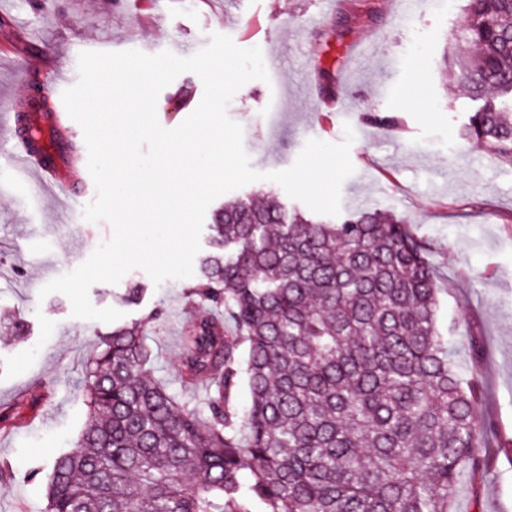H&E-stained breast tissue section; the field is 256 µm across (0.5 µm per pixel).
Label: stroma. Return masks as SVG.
Segmentation results:
<instances>
[{"mask_svg": "<svg viewBox=\"0 0 512 512\" xmlns=\"http://www.w3.org/2000/svg\"><path fill=\"white\" fill-rule=\"evenodd\" d=\"M431 2L419 0L410 31L400 0H44L39 8L0 0V15L13 22L0 28V106L15 111L31 74L49 86L57 67L77 70L83 51L155 54L177 42L198 50L220 33L276 55L268 81L247 82L227 108L252 167L286 169L308 139L338 144L352 127L354 172L341 187V210L403 217L427 242L441 315L457 322L461 372L481 380L476 412L500 435L484 450L492 469L462 473L453 512H512V457L499 446L512 439V163L463 137L473 103L447 76L443 55L458 42L464 2L447 13ZM202 97L196 74L179 75L158 97L159 123L177 127ZM95 197L88 190L72 208L51 194L33 197L24 173L0 155V315L28 326L21 339L0 329V413L13 422L0 432V463L11 473L0 512H46L50 462L75 448L88 419L84 366L112 326L75 318L68 297L40 291L111 239L110 223L83 217ZM136 283L143 299L126 304ZM192 283L157 284L134 269L118 283L93 284L89 299L126 323L164 308L148 342L159 375L174 383L179 332L197 308Z\"/></svg>", "mask_w": 512, "mask_h": 512, "instance_id": "stroma-1", "label": "stroma"}]
</instances>
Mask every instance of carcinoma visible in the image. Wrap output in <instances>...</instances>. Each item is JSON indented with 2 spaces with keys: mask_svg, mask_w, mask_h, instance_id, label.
Wrapping results in <instances>:
<instances>
[{
  "mask_svg": "<svg viewBox=\"0 0 512 512\" xmlns=\"http://www.w3.org/2000/svg\"><path fill=\"white\" fill-rule=\"evenodd\" d=\"M459 41L476 48L450 59L478 102L464 136L512 163V0H465ZM212 230L189 294L215 313L181 330V388L154 375L146 324L163 309L105 334L46 512H452L496 433L476 417L478 378L458 374L426 244L393 215L328 224L271 191ZM199 383L202 402L186 395Z\"/></svg>",
  "mask_w": 512,
  "mask_h": 512,
  "instance_id": "1",
  "label": "carcinoma"
}]
</instances>
